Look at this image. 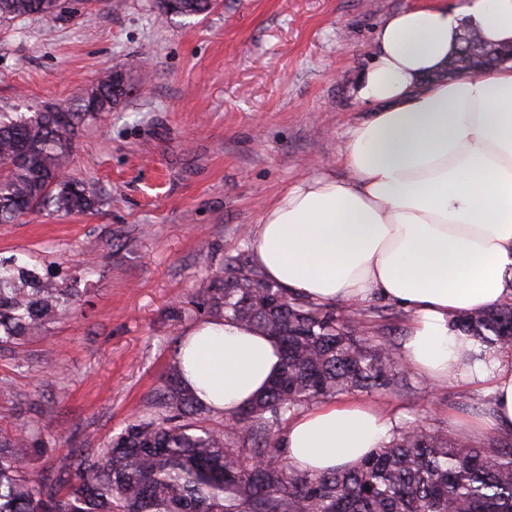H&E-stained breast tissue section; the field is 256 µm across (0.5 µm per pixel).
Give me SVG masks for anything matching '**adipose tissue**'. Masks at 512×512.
Wrapping results in <instances>:
<instances>
[{"label":"adipose tissue","instance_id":"1","mask_svg":"<svg viewBox=\"0 0 512 512\" xmlns=\"http://www.w3.org/2000/svg\"><path fill=\"white\" fill-rule=\"evenodd\" d=\"M467 26L512 43V0L387 16L355 89L369 117L340 149L349 178L288 189L249 239L257 269L313 303L379 296L402 306L405 362L431 384L484 389L491 403L477 430L507 433L512 352L451 327L512 301V62L439 79ZM178 360L200 402L230 418L266 389L281 353L269 336L217 317L187 333ZM391 427L367 405H323L293 416L281 445L296 469L327 473L357 464Z\"/></svg>","mask_w":512,"mask_h":512}]
</instances>
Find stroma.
<instances>
[{
    "instance_id": "1",
    "label": "stroma",
    "mask_w": 512,
    "mask_h": 512,
    "mask_svg": "<svg viewBox=\"0 0 512 512\" xmlns=\"http://www.w3.org/2000/svg\"><path fill=\"white\" fill-rule=\"evenodd\" d=\"M419 0H220L159 16L154 0H92L66 17L0 23V112H28L130 70L127 102L79 131L69 177L99 198L81 215L0 224V258L51 280L86 274L81 311L23 350L0 348V427L41 433L30 465L120 433L207 311L222 260L252 266L244 230L300 181L342 177L339 155L368 112L354 88L376 29ZM395 426L449 431L486 398L410 372L395 393H356Z\"/></svg>"
}]
</instances>
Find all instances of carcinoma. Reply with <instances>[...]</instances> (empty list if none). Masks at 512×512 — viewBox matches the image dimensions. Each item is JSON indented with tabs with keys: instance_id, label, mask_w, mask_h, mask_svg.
<instances>
[{
	"instance_id": "cac0c4a2",
	"label": "carcinoma",
	"mask_w": 512,
	"mask_h": 512,
	"mask_svg": "<svg viewBox=\"0 0 512 512\" xmlns=\"http://www.w3.org/2000/svg\"><path fill=\"white\" fill-rule=\"evenodd\" d=\"M91 0H0V21L70 15ZM218 0H155L158 13L207 15ZM512 60V45L464 29L439 73L473 77ZM131 90L122 71L104 73L76 108L50 104L0 113V224L41 211L94 209L98 197L65 173L78 130L120 107ZM87 289L72 276L46 281L36 264L0 260V346H22L69 315ZM210 316L258 329L283 348L281 373L225 425L183 384L172 364L148 411L132 415L100 448L61 457L50 478L29 468L33 430L0 428V512H512V438L402 427L357 465L327 474L293 467L283 424L340 395L387 393L407 380L395 343L356 327L360 311L312 303L257 269L225 262L205 290ZM491 348L512 351V302L452 321Z\"/></svg>"
}]
</instances>
